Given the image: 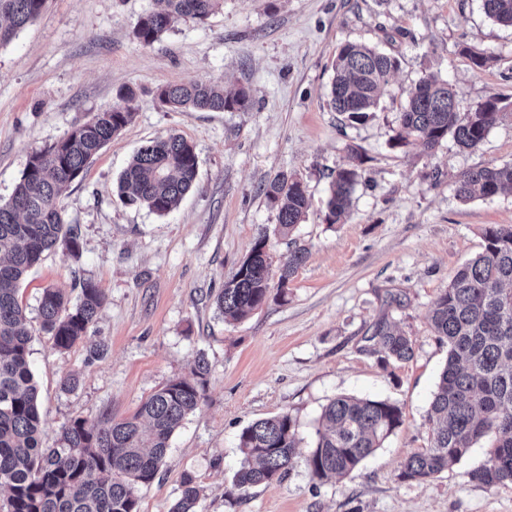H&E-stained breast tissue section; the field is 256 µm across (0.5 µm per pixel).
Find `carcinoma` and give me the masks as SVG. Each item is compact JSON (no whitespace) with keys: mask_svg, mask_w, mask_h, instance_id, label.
<instances>
[{"mask_svg":"<svg viewBox=\"0 0 512 512\" xmlns=\"http://www.w3.org/2000/svg\"><path fill=\"white\" fill-rule=\"evenodd\" d=\"M221 2L158 0L161 8L141 17L135 37L152 46L176 18L204 21ZM46 3L0 0V44L34 23ZM482 5L490 19L512 27V0H482ZM398 67L397 58L374 46L343 44L334 63L331 108L349 123L374 117L382 90ZM157 96L174 111L245 112L253 99L248 87L226 92L218 84L197 79L162 86ZM454 96L448 81L431 75L410 87L396 117V144L414 141L433 150L450 138L461 149H477L503 118L500 100L490 97L455 111L448 107ZM134 99V92L126 90L120 102L100 111L96 123L80 124L59 141L36 150L10 201L0 204V489L7 491L0 512H139L138 490L155 481L172 435L206 397L209 368L200 356L192 378L166 382L134 415L107 426L100 420L75 418L63 428L58 443L44 440L29 361L33 336L19 287L59 244H65L71 255L79 254V227L65 223L62 216L63 191L131 122ZM362 163L354 149L349 164L333 176L327 201L330 222L349 209ZM197 176L194 147L170 134L132 156L119 174L118 196L163 216L177 207ZM505 190L512 191V164L463 172L456 193L469 200ZM264 194L276 210L274 235L289 236L309 207L306 186L297 177L279 173L267 183ZM483 238V251L457 269L429 312L435 335L448 344V360L428 411L430 445L407 457L399 474L402 481L430 479L488 438V459L469 472V478L488 487L512 484V225L491 224ZM267 242L265 236L256 241L215 296L224 317L239 320L261 308L272 280L285 284L306 259V248L296 246L275 268ZM103 304L101 290L89 279L81 283L75 300L46 288L38 304L41 327L55 348L69 349L87 337ZM366 341L384 363L413 356L410 337L384 318L374 323ZM402 422L403 411L395 403L335 398L322 410L315 446L306 457L311 477L321 483L350 474ZM299 443L295 424L286 413L247 426L239 435L243 462L233 485L246 490L281 478L292 467ZM201 492L197 478L184 473L169 512H196Z\"/></svg>","mask_w":512,"mask_h":512,"instance_id":"1","label":"carcinoma"}]
</instances>
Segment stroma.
Masks as SVG:
<instances>
[{"label": "stroma", "instance_id": "obj_1", "mask_svg": "<svg viewBox=\"0 0 512 512\" xmlns=\"http://www.w3.org/2000/svg\"><path fill=\"white\" fill-rule=\"evenodd\" d=\"M155 0H48L39 19L0 45V204L30 155L133 90V121L100 151L63 196L79 225L80 254L57 247L33 267L19 297L34 336L30 362L47 440L77 417L120 420L161 385L209 363L206 400L187 416L139 512H168L181 476L202 487L198 512H512V485L488 487L470 471L488 458L478 442L425 482H403L405 459L428 447L427 411L448 358L428 312L456 270L482 252L483 230L512 225V193L467 202L456 181L468 169L512 163V28L481 0H223L206 21L177 19L146 47L134 36ZM365 43L397 56L373 119L344 122L329 106L341 45ZM493 55L483 69L463 48ZM433 74L462 105L499 97L506 117L474 150L445 140L426 151L396 145L407 90ZM190 78L246 86L245 112L172 111L157 88ZM177 134L195 148L198 177L179 206L159 216L125 204L115 183L149 141ZM363 158L349 212L328 220L331 175ZM301 179L310 207L293 232L307 250L286 296L238 322L214 304L256 240L274 263L289 253L273 236L276 212L262 188L279 173ZM92 280L105 296L91 341L54 349L41 333L43 289L77 295ZM388 318L413 342L405 362L380 364L366 338ZM76 375L67 391L62 382ZM389 400L402 425L349 476L313 480L305 457L323 407L336 397ZM289 414L302 439L281 479L240 491L241 431Z\"/></svg>", "mask_w": 512, "mask_h": 512}]
</instances>
